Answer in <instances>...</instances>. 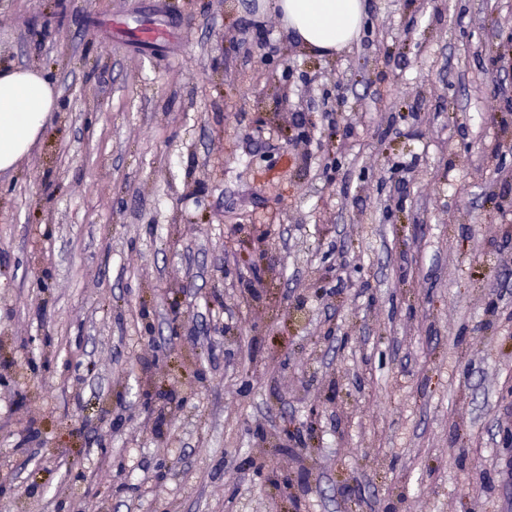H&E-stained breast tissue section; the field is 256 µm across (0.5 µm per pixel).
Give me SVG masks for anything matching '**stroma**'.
<instances>
[{
  "label": "stroma",
  "mask_w": 512,
  "mask_h": 512,
  "mask_svg": "<svg viewBox=\"0 0 512 512\" xmlns=\"http://www.w3.org/2000/svg\"><path fill=\"white\" fill-rule=\"evenodd\" d=\"M365 5L0 0V512H512V0ZM272 6L304 48L321 53L350 46L365 19L364 0H273ZM56 106L55 88L40 72H0V171L13 170L27 156Z\"/></svg>",
  "instance_id": "1"
}]
</instances>
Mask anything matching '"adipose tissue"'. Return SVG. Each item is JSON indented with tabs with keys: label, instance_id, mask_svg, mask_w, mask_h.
Listing matches in <instances>:
<instances>
[{
	"label": "adipose tissue",
	"instance_id": "1",
	"mask_svg": "<svg viewBox=\"0 0 512 512\" xmlns=\"http://www.w3.org/2000/svg\"><path fill=\"white\" fill-rule=\"evenodd\" d=\"M287 30L311 51H340L357 38L364 0H272ZM57 106L54 86L40 72H0V171L14 169L42 136Z\"/></svg>",
	"mask_w": 512,
	"mask_h": 512
}]
</instances>
